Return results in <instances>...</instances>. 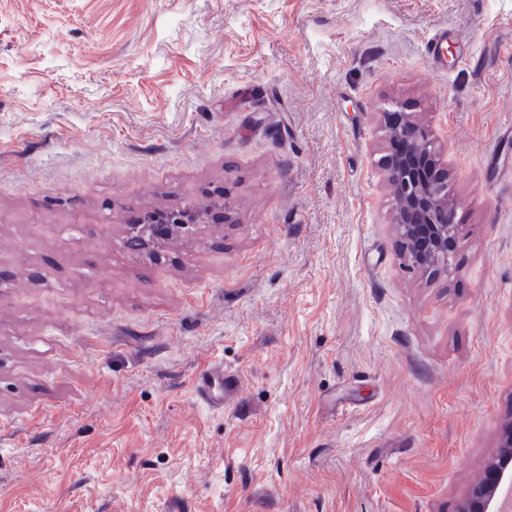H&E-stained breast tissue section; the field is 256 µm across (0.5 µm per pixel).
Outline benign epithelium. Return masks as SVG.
Masks as SVG:
<instances>
[{"mask_svg": "<svg viewBox=\"0 0 512 512\" xmlns=\"http://www.w3.org/2000/svg\"><path fill=\"white\" fill-rule=\"evenodd\" d=\"M384 132L388 140L406 146L402 152L379 160L398 199L394 224L404 242V263L429 273L445 268L463 240L462 227L455 223L448 200V164L436 149L429 129L410 117L396 125L385 124ZM213 215V211L201 214L190 204L176 212H148L140 223L127 226L126 242L134 249L141 245L160 247L174 237L189 234ZM500 447L504 452L499 462L476 490L467 512L500 510L490 491L512 479V426L500 439Z\"/></svg>", "mask_w": 512, "mask_h": 512, "instance_id": "benign-epithelium-1", "label": "benign epithelium"}]
</instances>
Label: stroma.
Masks as SVG:
<instances>
[{
	"mask_svg": "<svg viewBox=\"0 0 512 512\" xmlns=\"http://www.w3.org/2000/svg\"><path fill=\"white\" fill-rule=\"evenodd\" d=\"M388 110L448 162L434 276ZM502 155L512 0H0V512H461L512 424ZM384 132L389 141L406 146L379 160L398 199L394 224L404 242V263L429 273L448 267L464 238L448 200V164L429 129L410 117L385 124ZM219 212L207 211L200 214L191 204L180 211H153L144 214L139 224H129L126 230V242L129 247L139 249L141 245L160 247L168 240L189 234L195 224L203 223ZM240 387L239 375L224 371V366L220 364L212 366L197 379L195 392L210 407L220 409L224 401L237 395Z\"/></svg>",
	"mask_w": 512,
	"mask_h": 512,
	"instance_id": "1",
	"label": "stroma"
}]
</instances>
